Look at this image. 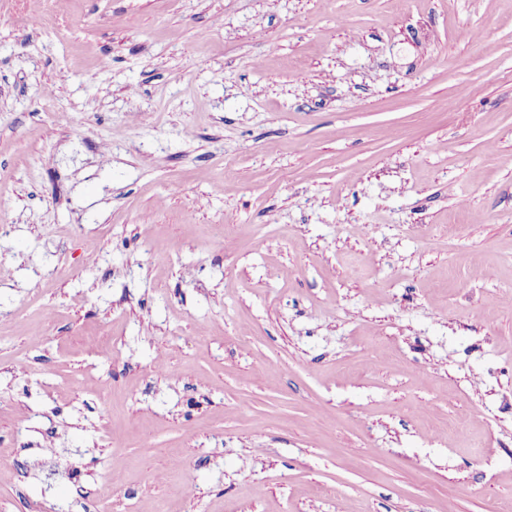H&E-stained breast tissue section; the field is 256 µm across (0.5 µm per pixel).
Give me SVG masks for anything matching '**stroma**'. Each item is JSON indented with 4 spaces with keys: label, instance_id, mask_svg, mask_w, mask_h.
Returning <instances> with one entry per match:
<instances>
[{
    "label": "stroma",
    "instance_id": "stroma-1",
    "mask_svg": "<svg viewBox=\"0 0 512 512\" xmlns=\"http://www.w3.org/2000/svg\"><path fill=\"white\" fill-rule=\"evenodd\" d=\"M1 224L0 512L512 502V0H0Z\"/></svg>",
    "mask_w": 512,
    "mask_h": 512
}]
</instances>
